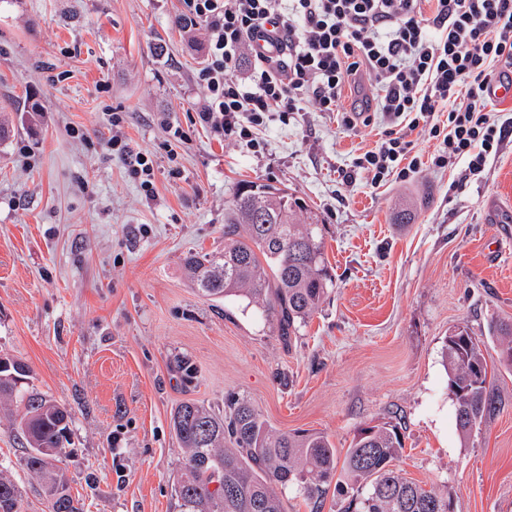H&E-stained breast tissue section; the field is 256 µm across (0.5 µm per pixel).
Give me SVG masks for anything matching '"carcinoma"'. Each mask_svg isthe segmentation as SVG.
Listing matches in <instances>:
<instances>
[{
	"mask_svg": "<svg viewBox=\"0 0 512 512\" xmlns=\"http://www.w3.org/2000/svg\"><path fill=\"white\" fill-rule=\"evenodd\" d=\"M321 224L288 190L252 182L234 197L224 251L191 253L185 266L201 296L238 300L279 335L295 336L334 288ZM489 333L499 341L502 362L512 366V323L495 322ZM443 366L455 399L453 426L467 436L495 409L482 341L467 327H454L445 338ZM31 379L29 369L16 378L0 368V399L23 405L18 429L28 448L26 466L42 481L48 512H82L56 465L71 413ZM171 427L185 451L174 487L177 512H285L282 490L290 484L315 504L335 485L342 512H454L451 491L428 488L393 468L403 443L389 424L361 428L339 473L327 435L276 431L245 398L225 399L222 412L182 402ZM19 499L16 484L0 474V512H18Z\"/></svg>",
	"mask_w": 512,
	"mask_h": 512,
	"instance_id": "cac0c4a2",
	"label": "carcinoma"
}]
</instances>
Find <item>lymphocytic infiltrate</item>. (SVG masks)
Returning <instances> with one entry per match:
<instances>
[{
	"label": "lymphocytic infiltrate",
	"mask_w": 512,
	"mask_h": 512,
	"mask_svg": "<svg viewBox=\"0 0 512 512\" xmlns=\"http://www.w3.org/2000/svg\"><path fill=\"white\" fill-rule=\"evenodd\" d=\"M180 2V26L207 35L195 121L228 144L260 151L261 129L303 112L340 113L352 131L376 122L380 140L343 176L349 184L361 173L375 186L393 174H420L411 156L416 132L439 143L433 168L461 162L472 177L503 147L506 125L490 110L487 90L512 74V0ZM349 86L361 108L344 109ZM110 144L152 195V159L126 138Z\"/></svg>",
	"instance_id": "obj_1"
}]
</instances>
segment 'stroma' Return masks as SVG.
<instances>
[{"label": "stroma", "mask_w": 512, "mask_h": 512, "mask_svg": "<svg viewBox=\"0 0 512 512\" xmlns=\"http://www.w3.org/2000/svg\"><path fill=\"white\" fill-rule=\"evenodd\" d=\"M179 0H0V355L72 418L62 466L84 512H176L184 460L174 408L250 400L274 430L319 431L346 451L361 428L397 426L394 466L451 488L455 512H512V367L491 321H512V132L480 179L436 170L372 186L343 174L375 147L377 126L344 131L308 112L272 122L256 154L191 121L203 29L183 33ZM124 116L120 129L110 117ZM80 136H73V129ZM186 140L169 160L172 129ZM155 161L145 199L113 155V132ZM244 181L286 186L324 222L335 287L297 336L252 309L200 297L182 262L224 248ZM410 203L412 220L393 213ZM499 205L501 223L485 220ZM484 343L496 409L470 436L450 425L442 348L455 326ZM0 402V473L20 512H48Z\"/></svg>", "instance_id": "obj_1"}]
</instances>
